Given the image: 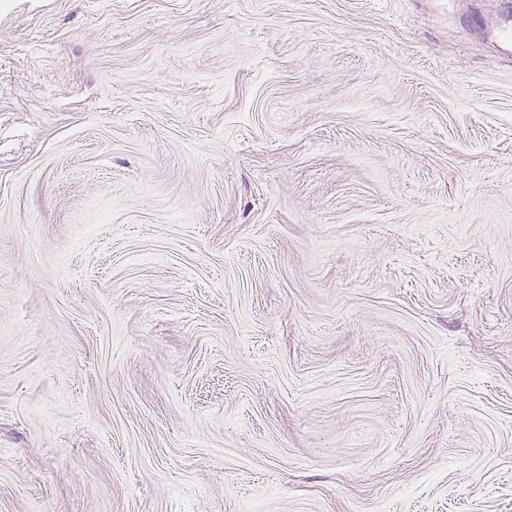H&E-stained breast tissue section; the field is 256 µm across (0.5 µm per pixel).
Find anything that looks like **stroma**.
Here are the masks:
<instances>
[{
    "mask_svg": "<svg viewBox=\"0 0 512 512\" xmlns=\"http://www.w3.org/2000/svg\"><path fill=\"white\" fill-rule=\"evenodd\" d=\"M512 0H0V512H512Z\"/></svg>",
    "mask_w": 512,
    "mask_h": 512,
    "instance_id": "1",
    "label": "stroma"
}]
</instances>
